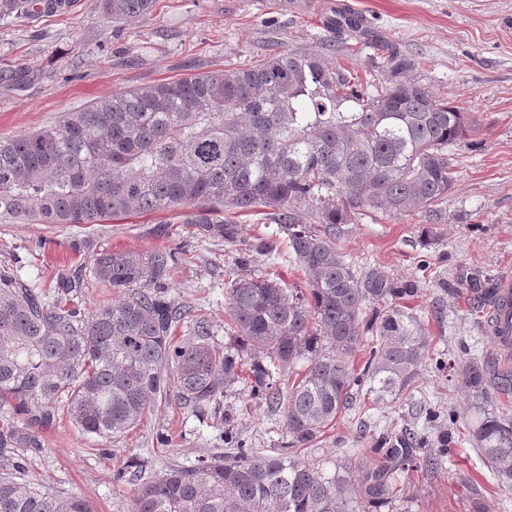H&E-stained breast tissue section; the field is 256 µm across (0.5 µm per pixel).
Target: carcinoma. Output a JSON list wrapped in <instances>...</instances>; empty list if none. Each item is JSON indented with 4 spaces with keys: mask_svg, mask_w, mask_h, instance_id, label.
Returning <instances> with one entry per match:
<instances>
[{
    "mask_svg": "<svg viewBox=\"0 0 512 512\" xmlns=\"http://www.w3.org/2000/svg\"><path fill=\"white\" fill-rule=\"evenodd\" d=\"M40 0H0V22ZM155 0H96L104 20L148 17ZM410 60L386 50L387 84L315 53L276 52L224 70L130 89L64 113L49 127L0 137V221L99 224L133 211H175L184 224H220L224 215L264 209L288 237V254L307 288L275 276L234 278L227 290L231 327L252 352L245 360L211 342L213 326L168 294L176 253L112 249L90 270L59 277L49 295L0 270V512H92L78 494L59 497L31 479L16 448L43 447L42 433L67 417L84 434L114 438L137 427L158 398L200 412L243 380L252 395L283 410L290 442L258 455L226 429L224 455L173 465L161 476L131 473L133 512H348L376 503L395 483L367 468L354 484L300 458L336 420L365 380L380 395L410 384L426 347L418 326L392 300L413 292L379 273L359 278L336 248L343 225L369 208L442 219L456 171L448 148L471 131L468 113L401 78ZM118 297L86 315L73 292L86 277ZM473 308L490 303L491 280L465 281ZM372 305L373 320L363 321ZM189 323V343L174 333ZM376 328L362 374L353 358L362 333ZM308 359L287 386L282 373ZM460 376L482 395L512 381L488 366ZM499 481L512 483V421L488 416L475 430ZM385 455L413 447L386 435Z\"/></svg>",
    "mask_w": 512,
    "mask_h": 512,
    "instance_id": "carcinoma-1",
    "label": "carcinoma"
}]
</instances>
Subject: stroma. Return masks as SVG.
Listing matches in <instances>:
<instances>
[{
	"label": "stroma",
	"instance_id": "1",
	"mask_svg": "<svg viewBox=\"0 0 512 512\" xmlns=\"http://www.w3.org/2000/svg\"><path fill=\"white\" fill-rule=\"evenodd\" d=\"M69 2L64 10L0 24V70L21 64L29 71L25 83H0V136L53 125L62 112L135 87L281 50L317 51L371 72L385 44L416 60L408 79L469 112L475 129L453 149L456 181L442 221L427 223L417 211L372 213L347 225L337 244L357 276L377 272L412 288L400 306L420 323L429 351L402 394L380 398L369 384L354 388L350 403L301 457L329 472L351 461L375 467L383 435H411L429 448L447 437L441 470H428L420 455L394 462L395 495L366 512H512V489L499 482L471 434L485 416L512 417V389L485 400L459 377L472 361L512 377V358L495 347L485 313L473 311L463 286L472 275L512 276V0H348L364 28L342 41L323 26L322 12L292 15L281 0H156L150 17L119 25L101 18L95 0ZM235 228L229 243L171 212H132L100 224L0 223V268L51 292L61 271L100 251L181 249L169 294L210 319L215 342L235 349L225 313L232 274L258 276L271 266L283 287L307 286L276 225L248 212L236 217ZM264 237L273 256L257 250ZM227 427L261 455L275 454L288 440L281 412L253 399L241 382L205 415L159 402L140 426L109 440L82 434L63 418L44 432L42 447L18 454L29 477L53 492L81 495L93 512H132L135 487L125 472L140 465L159 474L222 454L219 435Z\"/></svg>",
	"mask_w": 512,
	"mask_h": 512
}]
</instances>
